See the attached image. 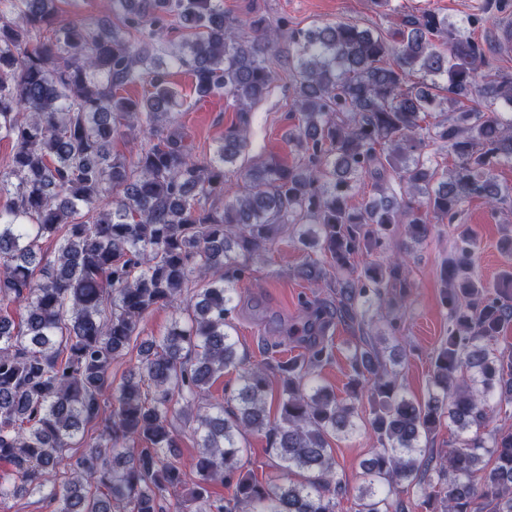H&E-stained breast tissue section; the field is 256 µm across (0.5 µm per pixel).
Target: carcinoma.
Returning a JSON list of instances; mask_svg holds the SVG:
<instances>
[{
    "label": "carcinoma",
    "instance_id": "1",
    "mask_svg": "<svg viewBox=\"0 0 512 512\" xmlns=\"http://www.w3.org/2000/svg\"><path fill=\"white\" fill-rule=\"evenodd\" d=\"M58 3L0 0V135L15 145L0 171V302L26 311L18 329L0 314V461L15 468L0 501L38 492L51 512H167L166 494L183 484L168 460L180 418L200 448L188 512H337L348 490L330 439L358 430L366 398L376 448L355 512H409L396 496L404 483L440 512H512V428L495 424L512 401V350L494 348L512 326V271L489 291L472 272L473 234L458 225L442 267L448 336L419 401L404 395L402 354L384 356L369 317L409 298L410 246L354 266L396 224L420 242L430 213L453 221L473 198H512L493 175L512 164V75L479 71L483 51L435 12L402 18L392 40L354 22L297 30L288 71L300 161L253 164L233 192L226 169L276 79L279 30L258 18L244 38L213 0H111L118 25L63 23ZM171 16L187 30L176 52L157 42ZM172 67L189 70L199 97L223 94L239 112L208 159L174 126ZM138 82L149 86L142 99L121 94ZM443 105V119L422 125ZM134 133L150 140L136 160L111 152ZM444 150L455 163L441 176ZM367 179L374 199L352 204ZM288 231L308 254L295 276L332 289L336 321L361 333L347 397L317 381L333 345L311 319L304 351L275 366L277 419L268 366L241 368L226 403L205 404L211 382L239 365L237 283ZM52 235L46 259L40 241ZM155 306L173 308L174 322L141 342L136 368L113 386L112 361ZM108 402L102 431L72 458ZM445 423L443 458L429 444ZM262 432L283 484L244 470L242 440ZM215 482L228 498H211Z\"/></svg>",
    "mask_w": 512,
    "mask_h": 512
}]
</instances>
